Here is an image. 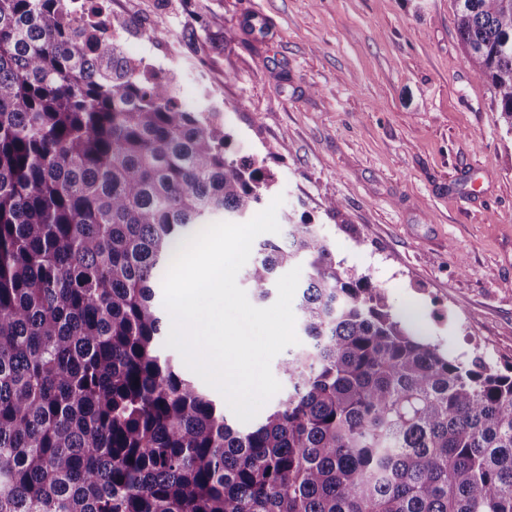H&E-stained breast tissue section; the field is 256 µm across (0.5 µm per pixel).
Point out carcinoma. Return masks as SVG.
Listing matches in <instances>:
<instances>
[{
	"label": "carcinoma",
	"instance_id": "cac0c4a2",
	"mask_svg": "<svg viewBox=\"0 0 512 512\" xmlns=\"http://www.w3.org/2000/svg\"><path fill=\"white\" fill-rule=\"evenodd\" d=\"M512 133V0H454ZM63 0H0V512H512V374L417 340L385 291L288 214L254 244L264 301L306 275L288 391L229 424L159 354L173 254L273 179Z\"/></svg>",
	"mask_w": 512,
	"mask_h": 512
}]
</instances>
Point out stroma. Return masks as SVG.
<instances>
[{"instance_id":"1","label":"stroma","mask_w":512,"mask_h":512,"mask_svg":"<svg viewBox=\"0 0 512 512\" xmlns=\"http://www.w3.org/2000/svg\"><path fill=\"white\" fill-rule=\"evenodd\" d=\"M422 340L512 367V134L453 0H94ZM340 212L326 210L329 199Z\"/></svg>"}]
</instances>
